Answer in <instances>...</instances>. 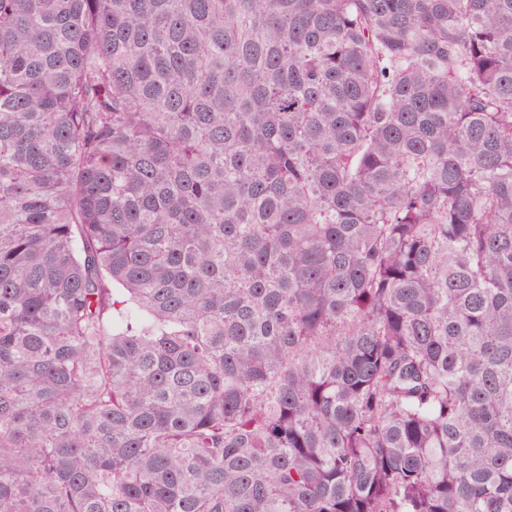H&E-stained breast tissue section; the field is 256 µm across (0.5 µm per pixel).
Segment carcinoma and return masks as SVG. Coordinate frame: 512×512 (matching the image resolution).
Instances as JSON below:
<instances>
[{
  "label": "carcinoma",
  "instance_id": "carcinoma-1",
  "mask_svg": "<svg viewBox=\"0 0 512 512\" xmlns=\"http://www.w3.org/2000/svg\"><path fill=\"white\" fill-rule=\"evenodd\" d=\"M0 512H512V0H0Z\"/></svg>",
  "mask_w": 512,
  "mask_h": 512
}]
</instances>
